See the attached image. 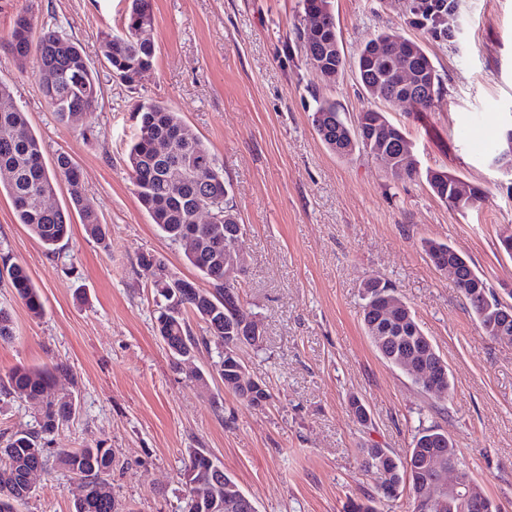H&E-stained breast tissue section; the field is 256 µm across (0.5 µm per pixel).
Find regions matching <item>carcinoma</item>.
Here are the masks:
<instances>
[{
	"label": "carcinoma",
	"instance_id": "obj_1",
	"mask_svg": "<svg viewBox=\"0 0 512 512\" xmlns=\"http://www.w3.org/2000/svg\"><path fill=\"white\" fill-rule=\"evenodd\" d=\"M301 5L305 15L318 14L321 22L315 29L296 28L300 50L306 60L317 63L315 69L324 80L333 82L344 72L347 59L344 52H336L340 42L331 0H301ZM455 5L456 0H411L409 23L425 29L434 41L449 40L452 34L448 31V17ZM154 28L149 0H126L120 29L103 34V42L109 44L105 63L130 89L136 88L135 76L155 65ZM394 39V34L381 31L360 48L353 60L360 86L379 100L397 99L420 111L434 108L441 98L442 81L432 60L415 42L411 43L412 54L406 57L396 58L377 51V43ZM8 45L16 58L34 57V75L58 122L72 123L77 114L92 119L97 112L100 87L77 41L53 29L36 31L32 15L25 10L14 20ZM405 65L420 72L425 87L432 88L430 93L420 95L398 81V72ZM133 118L136 131L126 146V158L134 194L164 238L178 244L187 238L195 240L185 258L210 284L208 289L201 288L178 275L162 256L149 252L140 255L141 275L163 300L155 317L157 333L167 345L176 369L181 368L189 352L202 342L212 341L231 352L238 351L240 337L256 327V314L243 304L238 284L224 283L225 250L240 225L230 197L231 184L224 179V169L210 149L166 104L153 99L140 101ZM312 124L327 149L338 156H350L357 151L399 156L402 170H391L393 177L424 174L433 194L458 211L472 210L483 200L484 192L476 186L460 192L458 183L448 179L446 170H420L411 142L381 110L367 109L349 121L336 108V103L319 100L312 113ZM169 140L178 142L177 150L168 154L159 152L158 146ZM62 182L68 185L69 205L46 207L45 195L56 193ZM0 190L9 196L18 223L25 225L47 249H54L69 237L74 212L81 217L89 237L107 244L106 225L83 195L79 166L64 152L57 153L52 164L45 162L42 141L32 129L26 112L14 106L11 86L3 82L0 83ZM201 211L209 214V223L196 222ZM423 248L436 268L467 262L444 242L429 239L424 241ZM3 276L29 313L41 316V296L27 269L18 264L5 265L0 269V278ZM479 282L478 287L463 278L455 287L467 300L471 314L486 336L497 341L507 336L512 341V323L506 331H499L498 300L484 278H479ZM386 299L401 302L388 281L375 278L363 284V324L377 352L384 360L389 352L421 353L428 342L407 303L402 302L396 317L400 332L383 330L376 305ZM193 317L205 323L207 336H195L190 323ZM63 371L62 365L52 370L18 367L7 379H0L1 393L39 402L35 427L0 435V512H17L16 505L32 496L33 485L28 475L45 468L47 435L75 415V399L56 395L57 373ZM436 453L458 464L455 444L448 443V433L435 424L418 429L402 460L395 458L389 449L376 445L361 449L362 467L374 476L376 493L365 496L363 501H351L345 512H380L378 504L388 499L382 491L388 478L399 484L400 491L413 494L431 480L423 459ZM58 460L68 473L84 480L83 492L74 497L75 512H119L112 484L107 479L116 465L112 449L100 445L62 448ZM184 479V512H240L234 500L225 496L241 488L234 477L224 473V466L207 449L194 448L189 452Z\"/></svg>",
	"mask_w": 512,
	"mask_h": 512
}]
</instances>
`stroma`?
<instances>
[{
    "label": "stroma",
    "mask_w": 512,
    "mask_h": 512,
    "mask_svg": "<svg viewBox=\"0 0 512 512\" xmlns=\"http://www.w3.org/2000/svg\"><path fill=\"white\" fill-rule=\"evenodd\" d=\"M153 69L131 90L107 68L103 33L119 29L123 0H0V82L41 139L45 159L67 153L82 191L108 231L107 244L80 221L55 251L18 224L0 192V262L24 266L44 302L33 317L7 281L0 308L15 334L0 340V378L17 367L62 365L56 389L77 411L49 437L51 450L104 444L118 465L108 480L124 512H182L184 469L193 448L209 450L255 502L257 512H344L372 492L360 467L367 444L405 457L418 428L437 424L454 441L461 466L485 495L512 512V344L492 341L472 317L450 272L435 268L422 243L463 254L512 304V175L489 166L512 125V0H466L455 41L435 42L411 27L399 0H333L346 55L380 30L423 43L443 79L431 112L387 104L390 121L412 142L421 168L445 169L481 187L468 213L433 195L424 178H393L373 156L341 158L311 123L319 99L342 112L378 107L353 71L322 80L296 47L299 0H152ZM75 38L101 89L97 133L59 123L44 100L35 62L7 47L16 15ZM179 112L210 148L232 185L246 233L239 248L242 299L264 329L244 348L248 373L273 398L256 410L225 390L212 367L215 347H199L198 388L174 369L155 325L157 306L138 258L164 256L196 278L181 246L160 236L133 191L125 164L137 101ZM389 280L446 361L449 398L422 393L376 352L362 319L361 284ZM358 397L370 415L359 424ZM19 512H74L73 482L56 460L40 472Z\"/></svg>",
    "instance_id": "35a3bbf8"
}]
</instances>
